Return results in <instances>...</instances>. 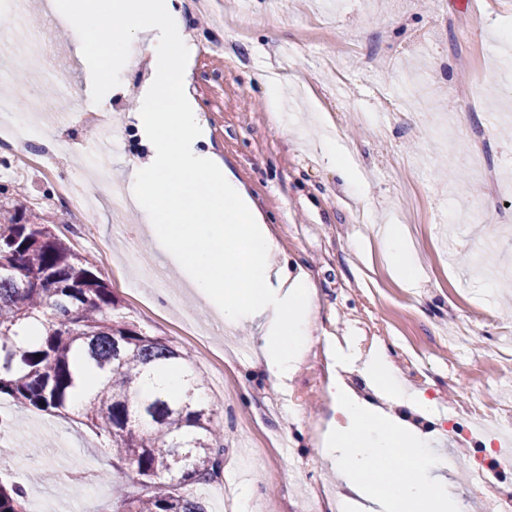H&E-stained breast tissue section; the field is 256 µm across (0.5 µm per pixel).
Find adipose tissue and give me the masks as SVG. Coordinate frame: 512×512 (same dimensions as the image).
<instances>
[{"label":"adipose tissue","mask_w":512,"mask_h":512,"mask_svg":"<svg viewBox=\"0 0 512 512\" xmlns=\"http://www.w3.org/2000/svg\"><path fill=\"white\" fill-rule=\"evenodd\" d=\"M59 7L74 43L90 54L101 103L122 85L137 49L149 53L154 80L134 118L151 142L152 157L127 173L135 210L156 250L186 273L194 294L225 325L260 323L267 370L277 380L290 379L310 346L316 290L303 276L289 277L273 264L277 243L270 227L223 163L199 148L205 130L181 79L184 60L196 51L187 17L172 0H99L93 8L85 0H61ZM116 17L125 26L103 63L90 49L97 32ZM385 242L393 271L415 283L417 266L403 225H390ZM336 358L358 364L395 404L428 414L423 393L397 382L386 351L362 356L340 347ZM333 397L341 422L319 454L365 512H459L447 478L451 465L427 437L344 386H336Z\"/></svg>","instance_id":"obj_1"}]
</instances>
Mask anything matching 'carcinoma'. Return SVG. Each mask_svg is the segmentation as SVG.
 <instances>
[{
	"mask_svg": "<svg viewBox=\"0 0 512 512\" xmlns=\"http://www.w3.org/2000/svg\"><path fill=\"white\" fill-rule=\"evenodd\" d=\"M94 269L34 210L0 209V397L63 413L85 374H96L95 396L78 415L104 432L112 457L146 487L135 497L119 493V512H207L186 486L216 477L224 445L214 410L198 402L205 384L193 354L119 315L121 302ZM32 319L42 321L44 337L23 345L19 330ZM150 366L182 369V397L159 390L131 405V385ZM0 512H25L22 486L0 481Z\"/></svg>",
	"mask_w": 512,
	"mask_h": 512,
	"instance_id": "cac0c4a2",
	"label": "carcinoma"
}]
</instances>
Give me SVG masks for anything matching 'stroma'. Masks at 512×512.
Listing matches in <instances>:
<instances>
[{
    "instance_id": "obj_1",
    "label": "stroma",
    "mask_w": 512,
    "mask_h": 512,
    "mask_svg": "<svg viewBox=\"0 0 512 512\" xmlns=\"http://www.w3.org/2000/svg\"><path fill=\"white\" fill-rule=\"evenodd\" d=\"M196 2L174 0L196 44L182 76L207 131L203 147L232 172L270 225L279 245L276 264L317 288L313 334L325 344V367L299 364L279 384L261 362L258 325L226 337L214 311L196 301L178 274L166 289L180 293V308L167 307L163 291L139 298L112 247L113 239L130 236L151 252L139 214L116 217L103 209L91 223H79L59 191L74 176L71 165L59 164L49 175L18 173L1 145L0 204L47 212L57 234L92 257L125 316L192 349L224 431L223 479L236 481L230 468L236 458L263 447L266 437L284 435L292 452L280 456L277 472L262 463L249 471L259 512H301V499L288 485L293 468L338 487L309 437L316 414L323 415L325 432L333 431L332 401L303 386L315 379L331 385L338 344L362 354L364 338L376 333L393 362L408 355L428 365L426 380L410 383L433 401L418 427L440 430L435 445L448 449L454 462L455 494L470 495L482 455L444 436L454 416L437 391L450 380L464 395L492 385L512 405V376L496 385L487 377L512 355V288L494 287L473 265L479 253L512 262V205L494 201L468 166L471 132L478 129L490 163L512 169V136L498 120L512 103V82L497 81L488 69L498 60L503 34L512 33V0H212L206 10ZM264 62L288 87L298 122L293 134L281 132L266 106L258 77ZM70 74L81 87V104L53 140L63 154L77 156L90 140L82 115L99 105L88 77L75 67ZM150 78L148 55L138 51L109 103L119 115L114 165L120 176L151 156L124 106ZM325 118L360 173L368 209L348 197L322 154ZM362 224L404 225L420 267L417 287L393 273L381 241L359 233ZM480 312L485 321H477ZM469 321L473 333L459 336L460 324ZM0 410L17 422L0 433V479L25 487L26 512H113L116 469L94 431L7 397Z\"/></svg>"
}]
</instances>
